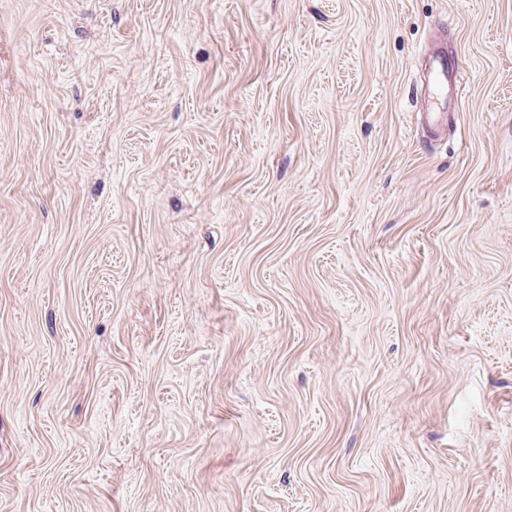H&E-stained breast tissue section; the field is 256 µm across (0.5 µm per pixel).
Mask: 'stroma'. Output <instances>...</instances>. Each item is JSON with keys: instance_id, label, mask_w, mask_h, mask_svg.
<instances>
[{"instance_id": "stroma-1", "label": "stroma", "mask_w": 512, "mask_h": 512, "mask_svg": "<svg viewBox=\"0 0 512 512\" xmlns=\"http://www.w3.org/2000/svg\"><path fill=\"white\" fill-rule=\"evenodd\" d=\"M0 512H512V0H0ZM429 82L442 102V110L427 115L428 122L434 125L440 112H458L463 97L462 75L459 63L449 60L445 55L432 56Z\"/></svg>"}]
</instances>
